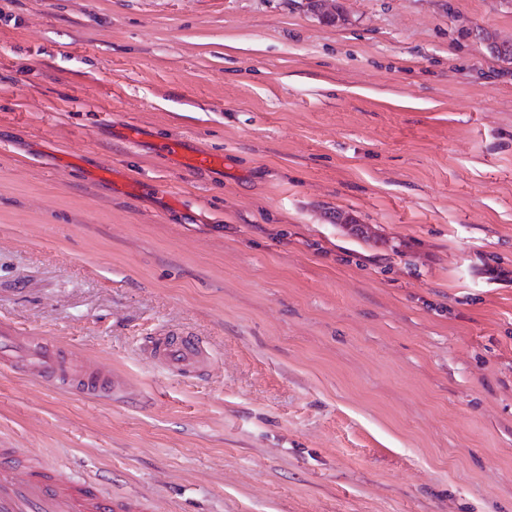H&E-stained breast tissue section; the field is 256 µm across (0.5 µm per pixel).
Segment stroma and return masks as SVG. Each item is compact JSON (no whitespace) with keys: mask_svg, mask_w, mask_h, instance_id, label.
Instances as JSON below:
<instances>
[{"mask_svg":"<svg viewBox=\"0 0 512 512\" xmlns=\"http://www.w3.org/2000/svg\"><path fill=\"white\" fill-rule=\"evenodd\" d=\"M342 6L0 0V324L129 385L0 369V448L155 512H512V0ZM166 153L179 154L183 167L190 172L201 174L221 168L224 165V156L220 153L201 151H186L179 144V140H172L163 146ZM141 349L155 365L181 377H196L209 359L201 342L188 336H147Z\"/></svg>","mask_w":512,"mask_h":512,"instance_id":"obj_1","label":"stroma"}]
</instances>
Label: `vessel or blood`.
Here are the masks:
<instances>
[{
    "mask_svg": "<svg viewBox=\"0 0 512 512\" xmlns=\"http://www.w3.org/2000/svg\"><path fill=\"white\" fill-rule=\"evenodd\" d=\"M165 152L180 155L187 171L201 174L224 164L219 153L186 151L171 141ZM0 365L22 366L33 375L80 393L114 392L117 378L95 369L73 370L67 359L28 346L24 337L0 327ZM141 349L158 367L183 377L197 376L208 355L198 339L188 336H148ZM0 512H150V504L135 496L103 492L95 481L73 477L52 467L42 457L23 448H0Z\"/></svg>",
    "mask_w": 512,
    "mask_h": 512,
    "instance_id": "obj_1",
    "label": "vessel or blood"
}]
</instances>
